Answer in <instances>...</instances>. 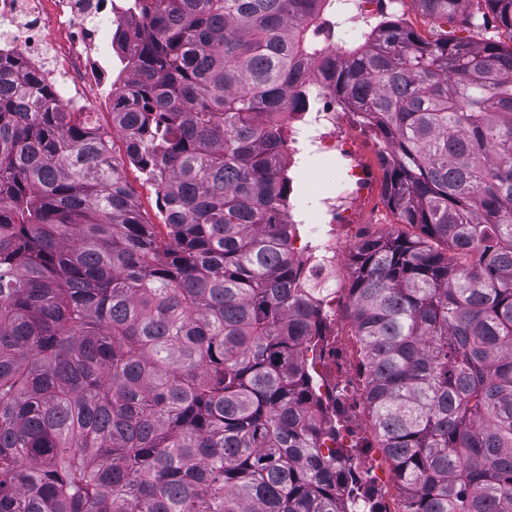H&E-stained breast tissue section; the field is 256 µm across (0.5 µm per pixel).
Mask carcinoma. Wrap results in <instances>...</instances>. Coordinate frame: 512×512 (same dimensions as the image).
<instances>
[{
  "instance_id": "carcinoma-1",
  "label": "carcinoma",
  "mask_w": 512,
  "mask_h": 512,
  "mask_svg": "<svg viewBox=\"0 0 512 512\" xmlns=\"http://www.w3.org/2000/svg\"><path fill=\"white\" fill-rule=\"evenodd\" d=\"M512 30V0H411ZM112 128L0 48V512H380L304 351L288 113L305 72L388 149L416 233L353 247L345 319L403 512H512V50L343 0H126ZM155 191L147 222L126 177Z\"/></svg>"
}]
</instances>
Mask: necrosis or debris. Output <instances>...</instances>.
<instances>
[{"instance_id": "4bbe7bcc", "label": "necrosis or debris", "mask_w": 512, "mask_h": 512, "mask_svg": "<svg viewBox=\"0 0 512 512\" xmlns=\"http://www.w3.org/2000/svg\"><path fill=\"white\" fill-rule=\"evenodd\" d=\"M110 13L109 0H0V44L11 46L54 85L59 102L67 109L82 111L90 90H101L109 80L99 51L103 41L102 22ZM69 32L67 41L50 38V25ZM346 114L330 95H322L316 111L288 122V161L305 163L308 155L343 162L347 180L335 190L314 196L309 206L314 213L298 224L294 255L312 268L322 287L320 305L327 314L324 334L333 358L343 356L344 346H356L352 334L337 335L336 309L346 298L339 286L341 251L338 234L347 216L357 209L363 163L344 145Z\"/></svg>"}]
</instances>
